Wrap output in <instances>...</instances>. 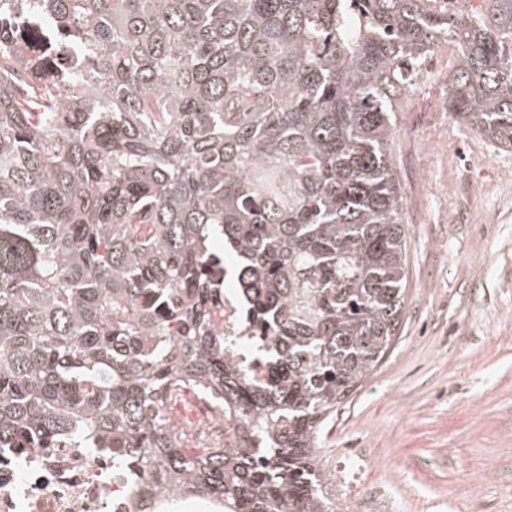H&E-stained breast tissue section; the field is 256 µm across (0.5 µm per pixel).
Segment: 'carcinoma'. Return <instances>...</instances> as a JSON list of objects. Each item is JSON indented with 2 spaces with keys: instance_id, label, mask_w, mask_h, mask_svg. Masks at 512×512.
Wrapping results in <instances>:
<instances>
[{
  "instance_id": "1",
  "label": "carcinoma",
  "mask_w": 512,
  "mask_h": 512,
  "mask_svg": "<svg viewBox=\"0 0 512 512\" xmlns=\"http://www.w3.org/2000/svg\"><path fill=\"white\" fill-rule=\"evenodd\" d=\"M0 0V449L81 440L224 512H330L322 430L399 334L396 101L512 150V0ZM247 337L215 324L226 265ZM187 390L227 442L162 420Z\"/></svg>"
}]
</instances>
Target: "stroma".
I'll list each match as a JSON object with an SVG mask.
<instances>
[{
	"mask_svg": "<svg viewBox=\"0 0 512 512\" xmlns=\"http://www.w3.org/2000/svg\"><path fill=\"white\" fill-rule=\"evenodd\" d=\"M448 53L397 103L399 336L324 427L334 508L512 512V150L446 107Z\"/></svg>",
	"mask_w": 512,
	"mask_h": 512,
	"instance_id": "35a3bbf8",
	"label": "stroma"
}]
</instances>
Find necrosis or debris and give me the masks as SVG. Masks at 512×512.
Masks as SVG:
<instances>
[{
  "label": "necrosis or debris",
  "mask_w": 512,
  "mask_h": 512,
  "mask_svg": "<svg viewBox=\"0 0 512 512\" xmlns=\"http://www.w3.org/2000/svg\"><path fill=\"white\" fill-rule=\"evenodd\" d=\"M146 489L154 512H214L208 500L156 489L147 471L127 474L110 453L79 442L0 458V512H141Z\"/></svg>",
  "instance_id": "1"
}]
</instances>
